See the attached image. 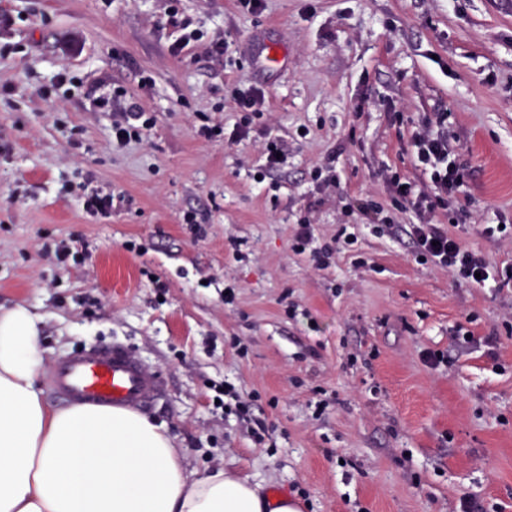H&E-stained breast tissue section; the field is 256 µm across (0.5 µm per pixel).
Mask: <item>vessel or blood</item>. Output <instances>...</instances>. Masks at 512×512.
Masks as SVG:
<instances>
[{
    "label": "vessel or blood",
    "mask_w": 512,
    "mask_h": 512,
    "mask_svg": "<svg viewBox=\"0 0 512 512\" xmlns=\"http://www.w3.org/2000/svg\"><path fill=\"white\" fill-rule=\"evenodd\" d=\"M53 394L67 403L149 408L165 394L161 375L119 342H100L59 358L50 370Z\"/></svg>",
    "instance_id": "1"
}]
</instances>
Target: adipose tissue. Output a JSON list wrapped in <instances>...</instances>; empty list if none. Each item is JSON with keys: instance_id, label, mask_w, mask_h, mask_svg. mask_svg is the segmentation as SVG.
<instances>
[{"instance_id": "ef3b65f1", "label": "adipose tissue", "mask_w": 512, "mask_h": 512, "mask_svg": "<svg viewBox=\"0 0 512 512\" xmlns=\"http://www.w3.org/2000/svg\"><path fill=\"white\" fill-rule=\"evenodd\" d=\"M39 319L0 308V512H303L237 471L188 469L165 425L122 407L54 409Z\"/></svg>"}]
</instances>
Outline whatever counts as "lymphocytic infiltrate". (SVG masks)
Instances as JSON below:
<instances>
[{"instance_id": "obj_1", "label": "lymphocytic infiltrate", "mask_w": 512, "mask_h": 512, "mask_svg": "<svg viewBox=\"0 0 512 512\" xmlns=\"http://www.w3.org/2000/svg\"><path fill=\"white\" fill-rule=\"evenodd\" d=\"M232 98L239 114L232 131L222 126L200 124L198 137L213 141L228 137L236 143L248 139L257 131L258 121L266 111L262 89L250 86L234 88ZM98 107L112 114V139L124 146L141 140L154 119L146 112L128 106L123 89H115L111 97L99 99ZM415 168L422 175L413 181L399 172L385 176L389 206L370 201L363 204L364 212L372 213L373 221L385 225L389 234L404 233L412 242L417 257L444 271L455 285L498 287L512 283V268H498L481 251L467 246L447 225L439 223V216L469 215L470 199L463 191L467 173L456 162L448 142V114L443 110L427 113L410 141ZM414 213L415 223L402 221L403 214Z\"/></svg>"}]
</instances>
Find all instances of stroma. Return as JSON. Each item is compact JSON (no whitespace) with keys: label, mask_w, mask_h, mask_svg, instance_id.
Instances as JSON below:
<instances>
[{"label":"stroma","mask_w":512,"mask_h":512,"mask_svg":"<svg viewBox=\"0 0 512 512\" xmlns=\"http://www.w3.org/2000/svg\"><path fill=\"white\" fill-rule=\"evenodd\" d=\"M178 6L200 39L173 56L168 0H0L15 20L0 27V307L20 303L41 320L43 398L61 405L48 380L57 357L120 340L164 378L145 414L169 428L189 468L239 471L304 512H461L468 496L512 512V284L452 285L407 237L374 233L357 211L388 204L385 169L415 177L410 135L444 107L472 199L451 231L512 266V0ZM217 38L231 49L209 56ZM263 41L283 46L279 70L259 66ZM64 61L90 99L55 92ZM144 73L152 86L141 87ZM240 83L264 90L290 150L267 191L251 176L261 139L193 131L202 114L232 127ZM117 86L154 118L124 147L93 104ZM338 145L339 185L318 196L310 173ZM77 176L111 195L110 215L82 213L66 193ZM189 210L202 235L184 224ZM304 215L319 242L344 227L356 243L313 269L291 248ZM501 219L505 231L487 238ZM73 235L87 256L58 262ZM459 326L474 341L454 338ZM427 350L445 363L427 366ZM228 386L254 395L250 421L234 399L217 405Z\"/></svg>","instance_id":"stroma-1"}]
</instances>
